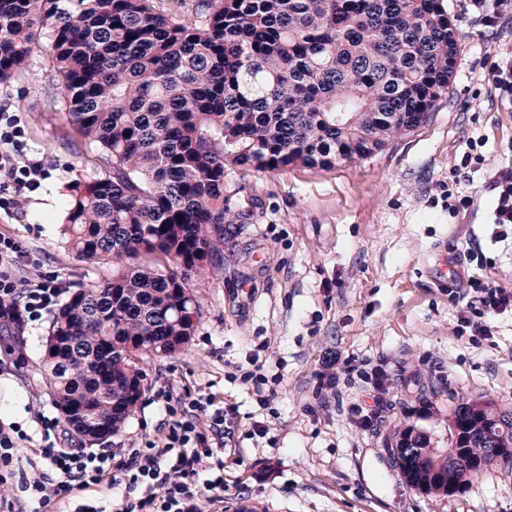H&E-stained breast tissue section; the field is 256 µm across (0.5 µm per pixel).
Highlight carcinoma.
Instances as JSON below:
<instances>
[{"label": "carcinoma", "instance_id": "carcinoma-1", "mask_svg": "<svg viewBox=\"0 0 512 512\" xmlns=\"http://www.w3.org/2000/svg\"><path fill=\"white\" fill-rule=\"evenodd\" d=\"M195 12L185 23L152 0H0V81L50 28L62 112L101 169L68 186L63 234L112 277L80 285L55 314L44 371L59 409L113 435L142 395L137 356L193 335L189 281L223 262L224 225L241 220L225 170L370 158L435 110L459 53L445 0H196ZM485 409L500 416L488 432L475 418ZM413 431L382 435L405 483L463 491L490 447L512 448V411L452 407L455 463L420 433L406 459Z\"/></svg>", "mask_w": 512, "mask_h": 512}]
</instances>
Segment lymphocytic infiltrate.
Instances as JSON below:
<instances>
[{"instance_id": "lymphocytic-infiltrate-1", "label": "lymphocytic infiltrate", "mask_w": 512, "mask_h": 512, "mask_svg": "<svg viewBox=\"0 0 512 512\" xmlns=\"http://www.w3.org/2000/svg\"><path fill=\"white\" fill-rule=\"evenodd\" d=\"M24 134L19 115L0 113V194L17 197L37 191L45 178L42 160L22 149ZM494 193L491 222L500 237L512 233V165L488 173ZM30 255L19 242L0 236V334L11 335L19 319L34 323L55 306L63 294L56 278L19 280L12 273ZM472 296L458 316L461 329L474 336L491 335L494 317L512 311V289L471 278ZM166 403L168 420L160 444L126 449L116 457L111 449L73 450L47 439L32 448L31 474L16 475L13 463L25 435L15 425H0V483L18 479L19 494L0 499V512H41L55 501H68L75 492L101 483L125 488L118 512H202V504L219 508L224 502V441L235 406L206 413L202 399L190 410L173 406L171 390L156 393ZM212 477L196 484L200 466Z\"/></svg>"}]
</instances>
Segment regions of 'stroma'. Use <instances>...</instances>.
<instances>
[{
  "instance_id": "obj_1",
  "label": "stroma",
  "mask_w": 512,
  "mask_h": 512,
  "mask_svg": "<svg viewBox=\"0 0 512 512\" xmlns=\"http://www.w3.org/2000/svg\"><path fill=\"white\" fill-rule=\"evenodd\" d=\"M447 3L460 54L446 99L420 127L331 170L227 171L229 204L250 219L231 225L223 268L192 281L200 317L188 346L139 360L142 397L103 447L159 441L167 414L153 393L170 385L182 401L203 395L213 408L238 409L224 452V512H512V471L494 466L463 492L425 494L405 484L378 434L411 426L444 448L452 406L512 410V314L496 316L487 339L456 332L469 277L512 287V235L492 236L485 180L512 163V110L485 79L494 56L512 53V16L489 30L464 0ZM49 43L41 32L26 68L0 82V112L19 113L26 149L46 169L39 191L0 209V235L40 260L17 266L18 277L54 276L71 292L112 269L79 261L61 235L68 185L96 169L65 121ZM479 137L480 160L458 186L474 205L455 214L451 171ZM471 249L482 264L469 262ZM51 320L16 324L13 354L0 352V422L33 443L48 434L77 448L43 373ZM329 351L357 366L333 391L318 379ZM376 366L387 370L390 392L382 428L363 430L352 409L368 402L371 386L358 373ZM253 368L263 386L245 380ZM257 421L265 436L253 435Z\"/></svg>"
}]
</instances>
